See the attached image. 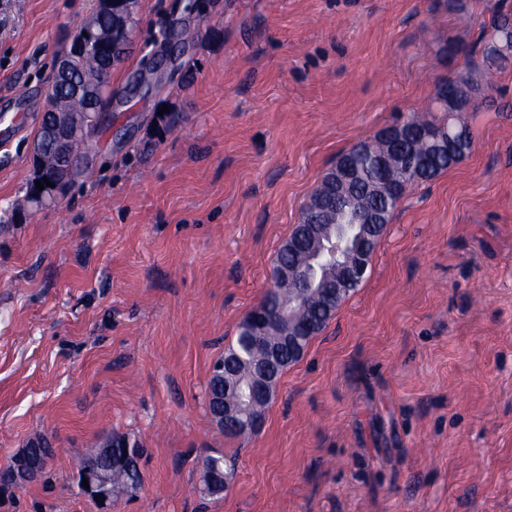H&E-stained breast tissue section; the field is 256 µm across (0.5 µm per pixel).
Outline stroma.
Instances as JSON below:
<instances>
[{
  "instance_id": "35a3bbf8",
  "label": "stroma",
  "mask_w": 512,
  "mask_h": 512,
  "mask_svg": "<svg viewBox=\"0 0 512 512\" xmlns=\"http://www.w3.org/2000/svg\"><path fill=\"white\" fill-rule=\"evenodd\" d=\"M137 0L134 42L61 203L14 210L57 59L95 0H0V468L36 436L45 472L0 512H512V65L456 123L470 155L414 185L361 288L281 375L258 433L205 390L336 157L425 111L512 0ZM187 27L175 53L164 35ZM146 448L111 510L76 452ZM235 464L202 493L199 460ZM24 111L25 109L20 105H18L13 110L1 111L2 114L0 115V143L2 141L4 145L8 144L22 131V127L20 124L23 123V120H27L26 114L23 113ZM11 112H15L14 120L12 119L9 124L4 126V128H1L2 121L4 122L7 114Z\"/></svg>"
}]
</instances>
